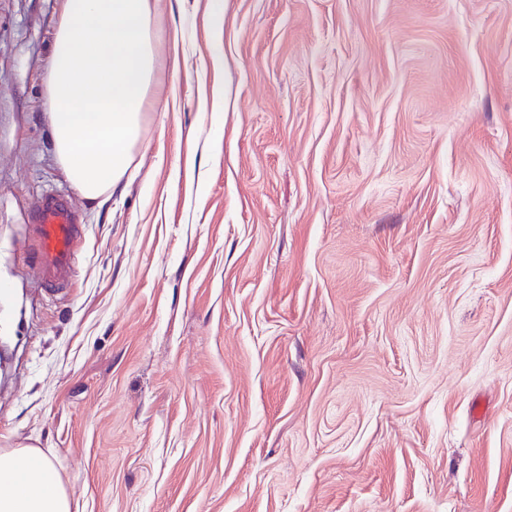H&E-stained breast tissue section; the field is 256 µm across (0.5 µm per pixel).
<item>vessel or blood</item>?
I'll use <instances>...</instances> for the list:
<instances>
[{"label":"vessel or blood","mask_w":512,"mask_h":512,"mask_svg":"<svg viewBox=\"0 0 512 512\" xmlns=\"http://www.w3.org/2000/svg\"><path fill=\"white\" fill-rule=\"evenodd\" d=\"M27 221L38 242L35 267L46 290L63 287L73 271L81 239L77 206L63 197L46 194L27 206Z\"/></svg>","instance_id":"b4317fda"}]
</instances>
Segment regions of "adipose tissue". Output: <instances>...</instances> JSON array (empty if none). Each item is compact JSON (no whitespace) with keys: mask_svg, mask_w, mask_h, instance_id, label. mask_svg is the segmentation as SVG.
<instances>
[{"mask_svg":"<svg viewBox=\"0 0 512 512\" xmlns=\"http://www.w3.org/2000/svg\"><path fill=\"white\" fill-rule=\"evenodd\" d=\"M155 0H65L44 74L58 158L89 200L116 190L144 121L155 67ZM0 512H70L55 463L0 454Z\"/></svg>","mask_w":512,"mask_h":512,"instance_id":"1","label":"adipose tissue"}]
</instances>
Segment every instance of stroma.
Instances as JSON below:
<instances>
[{
    "label": "stroma",
    "mask_w": 512,
    "mask_h": 512,
    "mask_svg": "<svg viewBox=\"0 0 512 512\" xmlns=\"http://www.w3.org/2000/svg\"><path fill=\"white\" fill-rule=\"evenodd\" d=\"M207 2L161 0L90 201L43 107L64 0H0V449L72 512H512V0ZM26 211L39 246L35 268L41 282L46 290L62 289L81 239L80 211L72 201L52 194L34 199Z\"/></svg>",
    "instance_id": "35a3bbf8"
}]
</instances>
